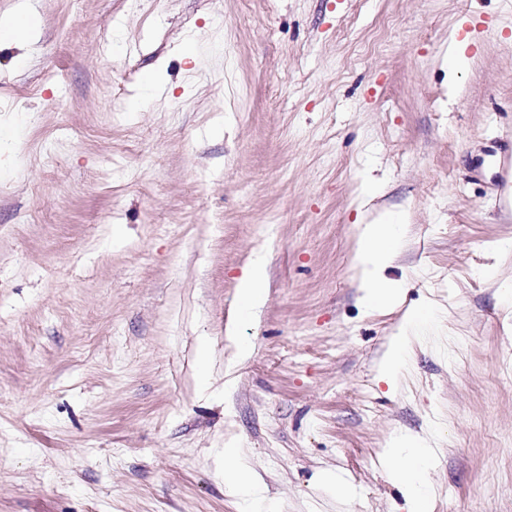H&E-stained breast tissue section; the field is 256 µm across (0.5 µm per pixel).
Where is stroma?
I'll list each match as a JSON object with an SVG mask.
<instances>
[{
	"instance_id": "obj_1",
	"label": "stroma",
	"mask_w": 512,
	"mask_h": 512,
	"mask_svg": "<svg viewBox=\"0 0 512 512\" xmlns=\"http://www.w3.org/2000/svg\"><path fill=\"white\" fill-rule=\"evenodd\" d=\"M24 3L39 40L0 44V512H248L228 448L263 512H406L383 458L407 435L434 452L430 512H512V0L0 16ZM384 211L407 219L402 302L372 311L356 226ZM266 258L261 251L252 253L247 270L237 287L239 317L251 319L266 301ZM433 313L430 308L412 311L405 319L401 336L402 339L394 345L387 356L382 379L394 383L403 365L409 345V336H416L432 321ZM238 451L228 448L224 451V486L231 492L244 495L255 493V484L249 474L237 462Z\"/></svg>"
}]
</instances>
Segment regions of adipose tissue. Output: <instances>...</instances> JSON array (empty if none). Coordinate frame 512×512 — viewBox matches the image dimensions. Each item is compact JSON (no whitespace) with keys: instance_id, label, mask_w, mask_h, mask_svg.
I'll return each instance as SVG.
<instances>
[{"instance_id":"obj_1","label":"adipose tissue","mask_w":512,"mask_h":512,"mask_svg":"<svg viewBox=\"0 0 512 512\" xmlns=\"http://www.w3.org/2000/svg\"><path fill=\"white\" fill-rule=\"evenodd\" d=\"M399 218L385 214L374 222L360 225L355 268L364 287L363 302L367 308L378 309L394 305L399 289L383 279L382 270L393 260L400 242ZM266 258L253 252L247 270L238 283L239 317L251 319L266 301ZM431 309L412 311L402 327V339L394 345L385 362L382 377L394 382L407 354L409 339L418 335L432 321ZM431 451L417 440L410 439L388 452L386 473L392 483L403 488L409 512H428L431 491L424 474L430 463Z\"/></svg>"}]
</instances>
